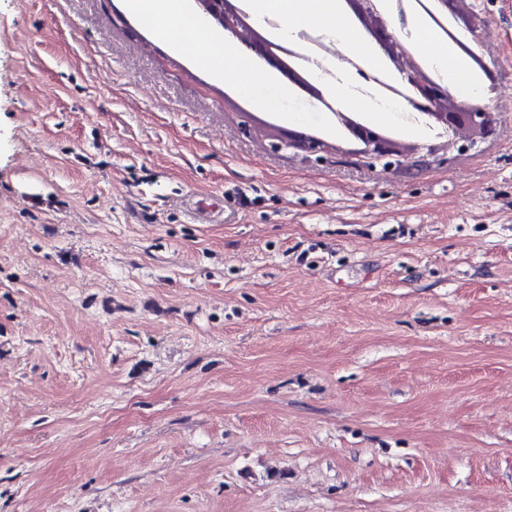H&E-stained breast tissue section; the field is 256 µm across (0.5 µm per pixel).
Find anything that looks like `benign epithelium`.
Segmentation results:
<instances>
[{"mask_svg": "<svg viewBox=\"0 0 512 512\" xmlns=\"http://www.w3.org/2000/svg\"><path fill=\"white\" fill-rule=\"evenodd\" d=\"M197 11L207 24L224 31L249 54L255 66L265 72L272 69L279 77L296 88L303 99H312L337 113L324 97L322 89L304 75L300 64L288 63L286 50L262 35L241 7V0H194ZM355 18L368 32L384 60L390 61L401 82L413 93V102L423 113V119L433 135L424 142L405 146L392 139L382 125L354 124L347 128L343 145L331 143L308 128L290 129L283 144L298 152L314 155L319 161L341 154L368 168L393 170L408 158L425 152L433 161L448 165L455 150L466 153L492 135L497 126L494 113L470 104H458L448 91V85L429 79L406 60L405 42L392 31L380 16L377 0H347ZM467 7V0H431V10L439 17L457 16Z\"/></svg>", "mask_w": 512, "mask_h": 512, "instance_id": "7a95c632", "label": "benign epithelium"}]
</instances>
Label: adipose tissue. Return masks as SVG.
Masks as SVG:
<instances>
[{"instance_id":"adipose-tissue-1","label":"adipose tissue","mask_w":512,"mask_h":512,"mask_svg":"<svg viewBox=\"0 0 512 512\" xmlns=\"http://www.w3.org/2000/svg\"><path fill=\"white\" fill-rule=\"evenodd\" d=\"M127 2L134 12L148 16L159 36L189 51L217 76H229L238 81L257 105H277L279 94L269 90L264 73L253 66L237 42L228 38L223 44L216 45L194 40V33L200 32L202 25L191 11L183 8L181 0ZM250 7L260 16L278 14L282 19L283 32L289 38H296L300 31L313 29L343 40L350 50L364 52L370 64L381 60L376 46L358 36L349 18L338 8L337 0H251ZM397 32L419 43L426 57L445 74L458 79L463 93H471L470 83L463 78L462 58L452 49L442 46L437 34L422 26L418 17H409L406 25L398 27Z\"/></svg>"}]
</instances>
